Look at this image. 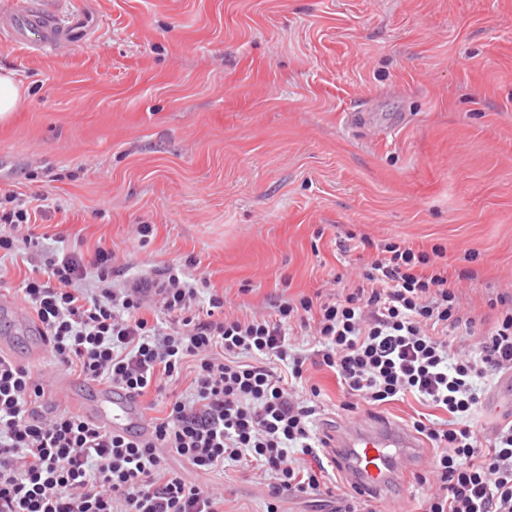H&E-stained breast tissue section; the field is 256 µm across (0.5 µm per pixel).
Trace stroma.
I'll list each match as a JSON object with an SVG mask.
<instances>
[{"instance_id":"1","label":"stroma","mask_w":512,"mask_h":512,"mask_svg":"<svg viewBox=\"0 0 512 512\" xmlns=\"http://www.w3.org/2000/svg\"><path fill=\"white\" fill-rule=\"evenodd\" d=\"M75 24L64 53L0 40L25 91L0 126V189L44 200L43 249L123 258L126 277L189 264L226 313L354 280L345 233L444 246L477 314L512 287V0H53ZM360 110L366 124L348 125ZM154 225L148 245L132 227ZM477 255L464 261L465 252ZM477 270L476 279L461 278ZM35 336L0 313V354L50 381ZM322 431L342 424L334 373L314 368ZM512 416V377L473 419ZM171 466L266 512L246 462Z\"/></svg>"}]
</instances>
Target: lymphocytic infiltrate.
I'll use <instances>...</instances> for the list:
<instances>
[{
  "instance_id": "1",
  "label": "lymphocytic infiltrate",
  "mask_w": 512,
  "mask_h": 512,
  "mask_svg": "<svg viewBox=\"0 0 512 512\" xmlns=\"http://www.w3.org/2000/svg\"><path fill=\"white\" fill-rule=\"evenodd\" d=\"M36 210L32 199L0 193V252L38 247ZM360 243L375 253L351 287L244 319L225 313L206 278L178 267L125 281L106 247L88 260L30 258L20 292L49 361L137 398L155 393L170 412L151 421L148 438L112 433L44 406V381L0 355V512H221L213 492L169 468L172 455L203 471L255 464L270 479L266 512H280L284 495L319 492L328 475L312 364L336 374L347 413L409 394L446 412L410 422L435 451L424 512H512V420L484 443L471 423L487 382L512 372V291L489 296V323L450 286L444 247ZM188 362L194 378L180 392Z\"/></svg>"
}]
</instances>
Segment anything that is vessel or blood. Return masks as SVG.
I'll list each match as a JSON object with an SVG mask.
<instances>
[{
    "label": "vessel or blood",
    "mask_w": 512,
    "mask_h": 512,
    "mask_svg": "<svg viewBox=\"0 0 512 512\" xmlns=\"http://www.w3.org/2000/svg\"><path fill=\"white\" fill-rule=\"evenodd\" d=\"M33 34L59 51L73 45L49 10L37 5L21 11L0 10V39L22 43ZM79 400L86 418L109 431L141 437L149 433L139 400L123 390L92 383ZM336 445V468L348 487L376 498L381 512H401L392 489L416 465L418 437L387 419L356 417L345 421L336 435Z\"/></svg>",
    "instance_id": "1"
}]
</instances>
